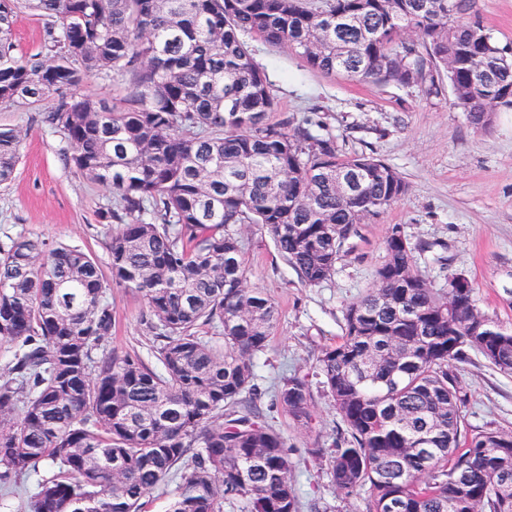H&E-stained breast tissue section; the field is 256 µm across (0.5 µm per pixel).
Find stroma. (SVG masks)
<instances>
[{
    "label": "stroma",
    "mask_w": 512,
    "mask_h": 512,
    "mask_svg": "<svg viewBox=\"0 0 512 512\" xmlns=\"http://www.w3.org/2000/svg\"><path fill=\"white\" fill-rule=\"evenodd\" d=\"M474 11L496 41L512 44V0H475ZM244 40L276 98L270 121L312 117L335 136L342 154L377 156L409 185L379 217L356 225L335 274L316 287L301 282L261 227L250 226L243 235L248 284L279 310L254 370L266 421L287 441L300 512H362L361 497L337 491L325 460L311 454L332 448L340 423L313 375L315 366L322 350L343 335L347 305L372 287L384 241L396 224L415 245L418 269L432 287H444L452 274L466 275L477 308L512 329V109L496 112L489 128L478 129L453 106L449 88L428 96L417 86L356 83L310 68L289 48L269 46L252 34ZM47 109L44 103L0 106V124L23 137L15 178L0 187V242L25 236L50 246L65 243L108 269L112 223L103 214L112 195L64 162L63 133L40 121ZM107 294L112 334L106 348L154 364L156 321L142 295L116 284ZM294 373L312 377L313 420L306 427L272 403L279 378ZM456 373L467 392L466 432L512 431V373L474 351L457 363Z\"/></svg>",
    "instance_id": "obj_1"
}]
</instances>
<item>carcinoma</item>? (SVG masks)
Here are the masks:
<instances>
[{
	"instance_id": "obj_1",
	"label": "carcinoma",
	"mask_w": 512,
	"mask_h": 512,
	"mask_svg": "<svg viewBox=\"0 0 512 512\" xmlns=\"http://www.w3.org/2000/svg\"><path fill=\"white\" fill-rule=\"evenodd\" d=\"M474 0H0V105L52 102L41 123L65 135L67 161L112 191V282L158 321L156 368L100 348L112 331L97 260L60 243L0 242V488L52 466L15 509L146 512L179 478L169 512H300L285 438L257 407L253 358L277 305L246 286L242 226L259 224L300 279L331 278L353 225L408 191L367 154H339L306 118L271 123L277 104L242 35L286 46L328 75L439 94L487 128L512 108V45L493 39ZM24 11L50 18L44 51L15 54ZM412 31L421 49L403 35ZM95 76L127 87L108 102ZM21 134L0 125V186ZM432 288L400 225L375 286L345 310L318 373L345 427L328 461L335 488L365 512H512V432L461 438L466 392L455 363L475 350L512 371V330L483 315L474 288ZM480 320L484 331L471 324ZM212 325L224 343L198 336ZM274 401L311 420L308 380L282 379Z\"/></svg>"
}]
</instances>
